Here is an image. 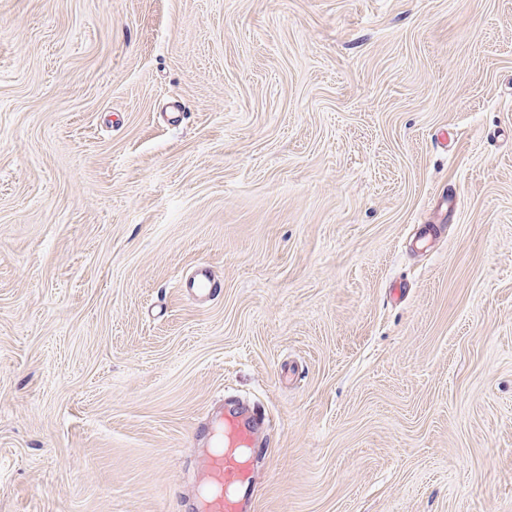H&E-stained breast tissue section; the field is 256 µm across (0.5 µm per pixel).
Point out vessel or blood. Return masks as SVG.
<instances>
[{"instance_id": "b4317fda", "label": "vessel or blood", "mask_w": 512, "mask_h": 512, "mask_svg": "<svg viewBox=\"0 0 512 512\" xmlns=\"http://www.w3.org/2000/svg\"><path fill=\"white\" fill-rule=\"evenodd\" d=\"M188 291L199 301H212L216 280L208 270L198 269ZM199 428L212 436L203 459L199 512H252L257 492L252 461L267 455L266 448L256 442V416L235 409L203 421Z\"/></svg>"}]
</instances>
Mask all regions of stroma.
I'll use <instances>...</instances> for the list:
<instances>
[{
  "label": "stroma",
  "mask_w": 512,
  "mask_h": 512,
  "mask_svg": "<svg viewBox=\"0 0 512 512\" xmlns=\"http://www.w3.org/2000/svg\"><path fill=\"white\" fill-rule=\"evenodd\" d=\"M226 397L255 512H512V0H0V512H188ZM183 286L188 288V292L195 299L202 302L212 301L218 288L216 279L204 268L196 270L192 276V281Z\"/></svg>",
  "instance_id": "1"
}]
</instances>
